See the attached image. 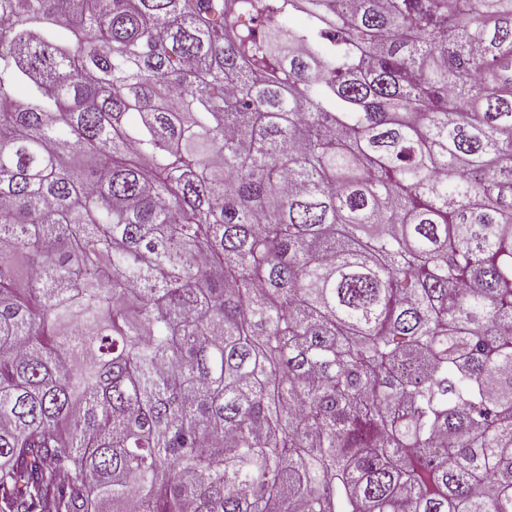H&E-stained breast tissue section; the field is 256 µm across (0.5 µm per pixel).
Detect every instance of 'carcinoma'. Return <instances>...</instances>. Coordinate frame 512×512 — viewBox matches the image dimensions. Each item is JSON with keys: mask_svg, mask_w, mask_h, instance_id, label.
<instances>
[{"mask_svg": "<svg viewBox=\"0 0 512 512\" xmlns=\"http://www.w3.org/2000/svg\"><path fill=\"white\" fill-rule=\"evenodd\" d=\"M0 512H512V0H0Z\"/></svg>", "mask_w": 512, "mask_h": 512, "instance_id": "obj_1", "label": "carcinoma"}]
</instances>
